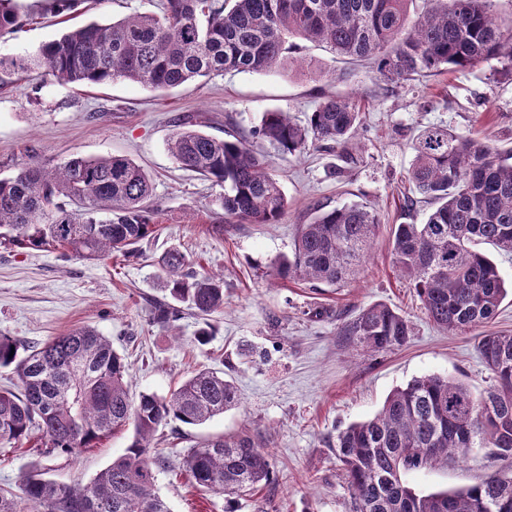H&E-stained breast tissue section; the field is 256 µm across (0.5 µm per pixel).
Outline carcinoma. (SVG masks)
Instances as JSON below:
<instances>
[{
    "instance_id": "obj_1",
    "label": "carcinoma",
    "mask_w": 512,
    "mask_h": 512,
    "mask_svg": "<svg viewBox=\"0 0 512 512\" xmlns=\"http://www.w3.org/2000/svg\"><path fill=\"white\" fill-rule=\"evenodd\" d=\"M414 2L164 0L158 12L74 25L34 56H0V88L35 68L61 84L125 79L154 88L223 72L265 74L284 65L292 38L324 44L349 60H371L392 84L493 59L512 76V27L497 24L494 0H444L410 23ZM22 23L15 0H0V32ZM360 122L349 96L326 98L303 125L286 112L268 111L252 131L263 144L256 150L238 136L197 130L183 117L169 151L181 168L223 189L225 217L278 224L288 199L271 157L342 148L357 137ZM413 151L408 180L432 210L421 224L392 225L393 265L434 324L453 334L474 331L509 293L477 245L512 252V149L505 153L487 140L431 125ZM152 194L148 174L123 155L23 166L0 178V244L60 249L86 260L130 257L158 232ZM313 210L312 220L299 225L292 256L275 262L273 275L312 288L341 285L369 255L379 215L359 204ZM160 263L172 299L203 316L224 308L223 276L192 270L177 248ZM178 318L169 304L153 308L152 321L163 327L175 329ZM339 335L376 355L404 346L412 327L402 313L376 303L343 321ZM477 351L496 379L486 393L476 396L446 376H422L395 389L373 418L336 431L330 447L342 466L350 512H512V476L427 494L403 478L413 469L444 467L473 448L512 459V335L486 332ZM0 368L12 369L18 380L15 388L0 389V448L16 449L39 431V456H70L110 432L134 428L124 453L86 485L46 479L33 463L19 492L0 490V512H170L154 490L157 472L171 468L153 446L158 429L172 422L201 426L238 404L233 382L208 370L192 373L168 397L142 393L131 400L124 358L93 327L37 347L1 334ZM179 469L229 502L268 487L273 473L264 435L249 431L189 449Z\"/></svg>"
}]
</instances>
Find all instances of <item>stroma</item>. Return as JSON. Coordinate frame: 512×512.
I'll use <instances>...</instances> for the list:
<instances>
[{
    "mask_svg": "<svg viewBox=\"0 0 512 512\" xmlns=\"http://www.w3.org/2000/svg\"><path fill=\"white\" fill-rule=\"evenodd\" d=\"M161 0H77V22L108 24ZM29 21L0 34V55L36 53L66 32L51 0H19ZM294 60L266 74H226L154 89L127 80L101 87L58 83L35 70L0 90V176L33 163L72 156H128L151 176L158 235L138 255L83 260L61 251L0 246V334L24 344L44 342L81 326L107 336L124 354L131 398L169 395L192 372L208 369L233 382L238 405L198 427L160 428L158 445L172 463L207 438L243 430L268 437L273 482L253 496L227 502L183 474L162 472L155 491L171 512H349V493L329 435L372 418L387 396L413 378L438 374L461 380L474 393L495 384L475 334L454 335L428 318L409 282L392 263L389 232L404 222L405 180L412 140L424 127L443 125L464 136L512 148V78L497 62L467 73L444 72L426 81L386 83L369 62L346 63L325 47L298 42ZM332 95L351 96L363 121L350 159L312 150L277 157L273 166L288 199L280 223H226L216 203L221 188L179 167L168 143L175 119L190 115L201 131H233L251 138L264 112L304 120ZM353 201L381 220L376 245L352 279L338 288L277 280L274 261L290 255L299 225L313 204ZM179 248L197 271L224 276V308L208 319L182 309L177 331L151 324L166 300L161 255ZM374 303L401 312L412 326L408 343L377 356L347 347L340 319ZM210 323L207 343L195 340ZM131 430L104 438L74 456L38 459L21 450L0 455V488L17 490L21 475L41 460L49 479L88 483L129 445ZM512 471L484 448L439 468L406 473L416 491L467 488Z\"/></svg>",
    "mask_w": 512,
    "mask_h": 512,
    "instance_id": "stroma-1",
    "label": "stroma"
}]
</instances>
